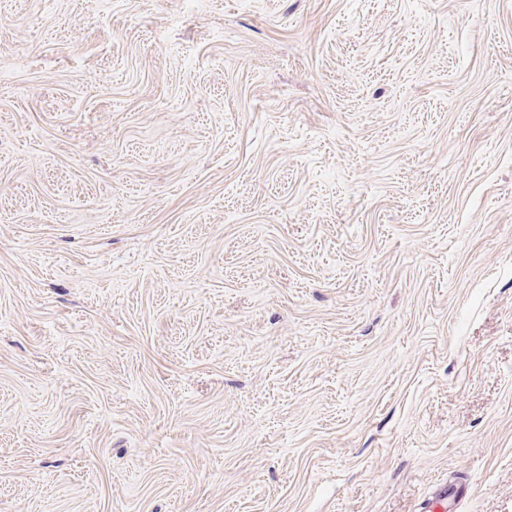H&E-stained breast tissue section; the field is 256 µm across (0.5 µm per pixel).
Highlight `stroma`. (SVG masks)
I'll list each match as a JSON object with an SVG mask.
<instances>
[{
  "instance_id": "obj_1",
  "label": "stroma",
  "mask_w": 512,
  "mask_h": 512,
  "mask_svg": "<svg viewBox=\"0 0 512 512\" xmlns=\"http://www.w3.org/2000/svg\"><path fill=\"white\" fill-rule=\"evenodd\" d=\"M512 512V0H0V512ZM470 492L469 487L455 480H445L438 484L434 495L421 509L423 512H454L457 503Z\"/></svg>"
}]
</instances>
